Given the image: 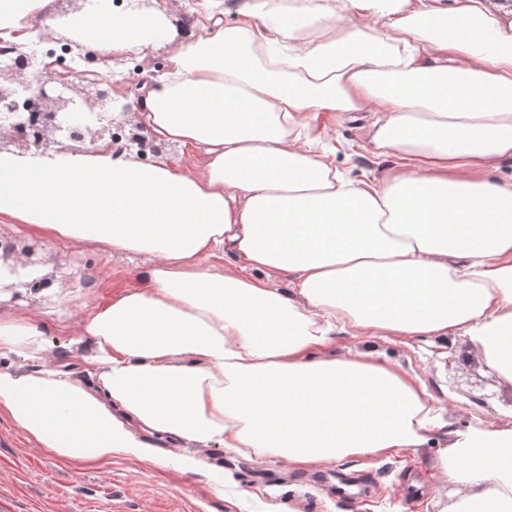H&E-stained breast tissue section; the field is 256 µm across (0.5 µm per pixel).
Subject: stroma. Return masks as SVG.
<instances>
[{
  "label": "stroma",
  "mask_w": 512,
  "mask_h": 512,
  "mask_svg": "<svg viewBox=\"0 0 512 512\" xmlns=\"http://www.w3.org/2000/svg\"><path fill=\"white\" fill-rule=\"evenodd\" d=\"M248 0H152L149 10L175 26L188 11L197 14V31L211 19L239 24ZM182 37L168 43H138L114 55L113 71L121 84L142 79L144 71L166 66ZM377 115L373 112H317L309 117L317 149L355 181L382 178L393 162L379 158L370 143ZM34 246L41 265L37 276H55L52 288L13 298L0 293V316L23 314L44 333L40 362L0 355V365L25 372L37 365L62 367L90 382L96 365L90 341H78L82 317L123 290L141 286L157 259L150 254H105L91 246L48 237L28 236L0 223V238ZM372 349L422 384L438 413L463 429L474 418L512 426V392L502 390L485 373L469 337L426 343L390 342L374 336L336 332L328 347L338 357ZM446 431L427 448L399 456H348L310 469L293 468L278 456L247 457L235 449L213 445L159 444L156 459L113 456L102 466L75 468L28 440L0 411V512H441L456 487L439 471L438 449ZM199 460L192 472L186 457Z\"/></svg>",
  "instance_id": "stroma-1"
}]
</instances>
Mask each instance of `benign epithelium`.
<instances>
[{
    "label": "benign epithelium",
    "instance_id": "obj_1",
    "mask_svg": "<svg viewBox=\"0 0 512 512\" xmlns=\"http://www.w3.org/2000/svg\"><path fill=\"white\" fill-rule=\"evenodd\" d=\"M73 65L66 71L46 61L48 55L26 45L17 46L14 63L0 67V150L13 145L21 151H60L69 144L94 146L110 142L122 132L141 157L163 152L165 144L144 135L139 123L116 121L133 111L123 94L117 98L104 88L109 79L99 64L107 58L87 45L77 44ZM84 81V92L74 90L71 77Z\"/></svg>",
    "mask_w": 512,
    "mask_h": 512
}]
</instances>
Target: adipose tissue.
I'll list each match as a JSON object with an SVG mask.
<instances>
[{"label": "adipose tissue", "mask_w": 512, "mask_h": 512, "mask_svg": "<svg viewBox=\"0 0 512 512\" xmlns=\"http://www.w3.org/2000/svg\"><path fill=\"white\" fill-rule=\"evenodd\" d=\"M55 0H0V38L29 42ZM245 20L171 55L141 122L204 165L146 163L106 143L0 151V222L31 236L157 257L143 286L89 313L101 366L0 368V409L77 466L152 457L151 437L306 469L426 446L423 386L371 351L326 354L332 331L470 337L512 391V5L505 0H251ZM124 51L147 15H71ZM377 112L398 158L354 182L311 152L314 112ZM233 254L247 271L217 266ZM294 274L292 295L252 278ZM42 331L0 317V351L40 359ZM459 488L442 512H512V426L476 423L440 451Z\"/></svg>", "instance_id": "adipose-tissue-1"}]
</instances>
